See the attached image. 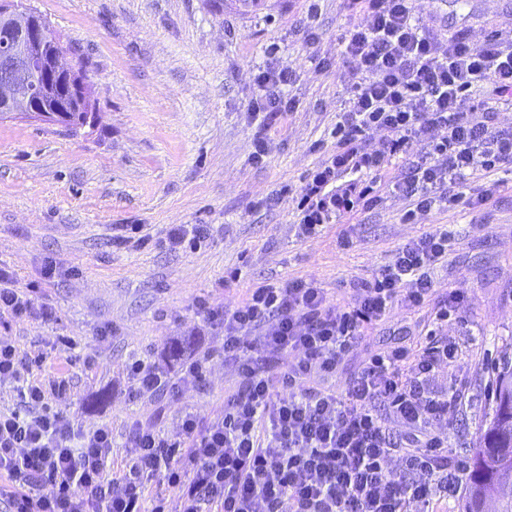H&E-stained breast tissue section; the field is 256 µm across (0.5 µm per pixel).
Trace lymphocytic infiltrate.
Returning <instances> with one entry per match:
<instances>
[{
	"label": "lymphocytic infiltrate",
	"instance_id": "f902f5d3",
	"mask_svg": "<svg viewBox=\"0 0 512 512\" xmlns=\"http://www.w3.org/2000/svg\"><path fill=\"white\" fill-rule=\"evenodd\" d=\"M347 2L351 24L340 43L356 76L334 149L300 188L301 238L378 206L377 173L405 158L411 144L421 155L394 188L417 212L455 205L475 171L512 163V130L491 126L475 103L480 94L494 102L512 94V43L477 46L427 26L415 0ZM289 80L287 68H261L249 117L287 111L281 93ZM375 132L381 139L371 149ZM447 249L444 231L411 240L372 282L354 288L343 309L307 279L257 284L233 307L199 300L206 329L224 336L219 355L236 372L234 391L208 422L185 413L181 440L133 426L131 452L114 469L111 426L84 430L51 406L68 378H42L45 356H29L0 336V388L19 397L16 408L0 410V496L9 512H436L454 477L444 441L430 428L462 400L461 389L435 385L453 354L447 339L415 353L395 348L373 356L346 393L331 382L366 325L394 303L429 300L431 272ZM36 310L52 316L0 270V317ZM207 363L188 362L175 384L154 364L131 360L130 396L178 392L201 382ZM382 406L387 415L379 414ZM393 419L417 429L419 451L394 441ZM397 456L400 473L389 466Z\"/></svg>",
	"mask_w": 512,
	"mask_h": 512
}]
</instances>
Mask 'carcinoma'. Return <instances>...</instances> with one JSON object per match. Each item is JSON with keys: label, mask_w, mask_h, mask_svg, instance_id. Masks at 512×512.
Segmentation results:
<instances>
[{"label": "carcinoma", "mask_w": 512, "mask_h": 512, "mask_svg": "<svg viewBox=\"0 0 512 512\" xmlns=\"http://www.w3.org/2000/svg\"><path fill=\"white\" fill-rule=\"evenodd\" d=\"M78 59L85 87L72 91L57 80L43 87L40 102L48 107L76 108L91 95L92 80L87 62L70 43L63 44ZM491 413L473 448L472 466L466 478L461 512H487V497L495 512H512V361L503 358L490 380Z\"/></svg>", "instance_id": "cac0c4a2"}]
</instances>
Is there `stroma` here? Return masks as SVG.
<instances>
[{"instance_id": "1", "label": "stroma", "mask_w": 512, "mask_h": 512, "mask_svg": "<svg viewBox=\"0 0 512 512\" xmlns=\"http://www.w3.org/2000/svg\"><path fill=\"white\" fill-rule=\"evenodd\" d=\"M23 2L80 50L97 101L77 132L30 115L0 118V268L34 304L55 310L49 321L2 322L0 336L44 355L46 376L61 355L58 337L72 340L70 388L56 406L83 428L111 425L116 464L133 424L179 438L184 411L205 418L222 409L236 384L232 367L213 361L201 385L133 402L125 365L142 358L173 381L187 361L219 348L222 337L201 332L197 301L237 304L253 284L311 278L341 307L407 242L446 230L430 300L395 303L367 327L340 360L336 390L345 392L375 354L425 345L433 309L461 293L441 330L457 354L436 385L463 387L465 398L435 431L448 442L449 471L465 478L491 369L512 356V164L476 172L455 206L412 217L392 168L381 178V205L300 239L296 192L334 148L353 69L339 45L350 25L346 0ZM417 9L426 24L474 45L512 42V0H418ZM271 58L292 74L290 110L248 119ZM262 136L270 146L258 162ZM123 224L142 225L150 244L113 245ZM172 224H206L211 237L196 250L155 247Z\"/></svg>"}]
</instances>
